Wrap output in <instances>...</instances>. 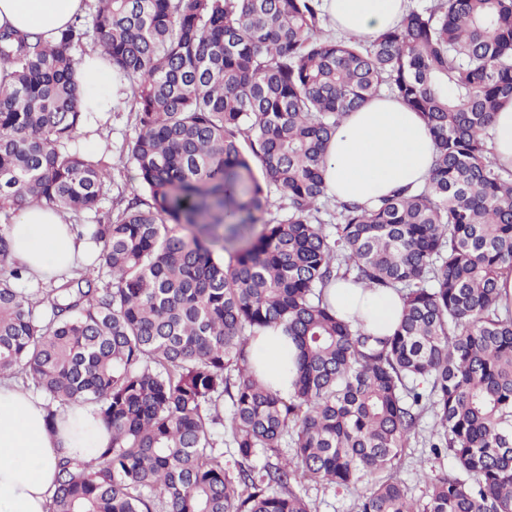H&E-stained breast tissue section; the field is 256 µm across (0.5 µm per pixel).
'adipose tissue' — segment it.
Here are the masks:
<instances>
[{"instance_id":"adipose-tissue-1","label":"adipose tissue","mask_w":512,"mask_h":512,"mask_svg":"<svg viewBox=\"0 0 512 512\" xmlns=\"http://www.w3.org/2000/svg\"><path fill=\"white\" fill-rule=\"evenodd\" d=\"M92 0H0V30L54 37L85 14ZM407 0H324L335 27L348 36L371 37L395 26ZM76 77L82 89L80 110L89 125L107 119L124 101L123 85L113 80L101 52L78 57ZM435 160L431 135L416 112L384 96L349 113L337 127L327 150L325 184L330 195L359 203L376 201L397 189L423 185ZM8 236L11 253L41 280L70 274L85 259L88 245L72 231L63 214L44 207L20 211ZM336 311L364 322L377 334L391 333L401 313V300L391 291L370 290L350 283L330 290ZM254 361L263 379L288 393L294 378L296 348L282 331L268 330L252 343ZM46 402L7 377L0 378V512H47L54 490L55 457L65 448L83 459L107 447L112 435L91 408L69 410L84 427L74 439L68 421L49 422Z\"/></svg>"}]
</instances>
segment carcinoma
Segmentation results:
<instances>
[{"mask_svg":"<svg viewBox=\"0 0 512 512\" xmlns=\"http://www.w3.org/2000/svg\"><path fill=\"white\" fill-rule=\"evenodd\" d=\"M321 6L94 0L52 43L0 31V376L53 422L90 405L112 431L89 460L58 453L48 512H312L308 482L356 491L353 512H512V170L487 147L512 101V0H433L366 40L323 35ZM78 49L129 86L145 196L85 227L108 280L34 293L12 215L96 212L110 179L78 143ZM383 91L429 129L430 179L328 224V145ZM339 279L404 292L394 331L339 316ZM271 328L297 350L286 395L251 362ZM427 415L454 467L422 473L421 499L397 461Z\"/></svg>","mask_w":512,"mask_h":512,"instance_id":"obj_1","label":"carcinoma"}]
</instances>
